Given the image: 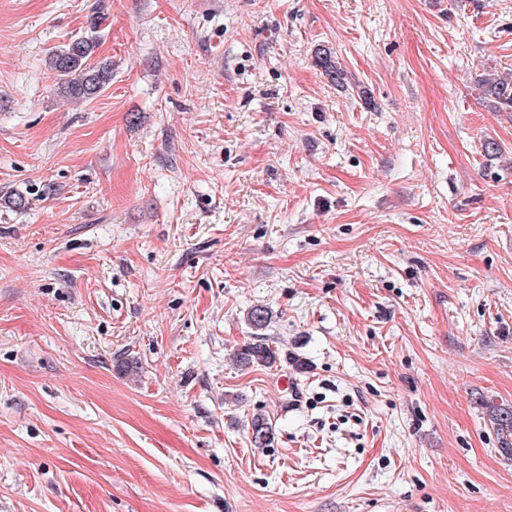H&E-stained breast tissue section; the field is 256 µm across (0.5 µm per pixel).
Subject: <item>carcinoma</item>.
Here are the masks:
<instances>
[{"label": "carcinoma", "instance_id": "1", "mask_svg": "<svg viewBox=\"0 0 512 512\" xmlns=\"http://www.w3.org/2000/svg\"><path fill=\"white\" fill-rule=\"evenodd\" d=\"M99 45L96 31L82 36L49 57V67L65 77L64 93L75 100H90L98 97L112 82V62L98 60L95 51ZM315 64L336 85L344 86L346 74L332 53L320 51L315 54ZM484 93L495 99L497 108L512 110V73L489 79L483 83ZM270 320L266 308L257 306L247 316L248 326L259 332ZM240 367L273 365L277 352L266 343V337L256 335L254 340L238 347L233 354ZM487 416L502 438V451L512 456V407L488 401L484 404ZM252 441L255 446L267 445L271 440L272 427L267 419L257 415L251 420Z\"/></svg>", "mask_w": 512, "mask_h": 512}]
</instances>
